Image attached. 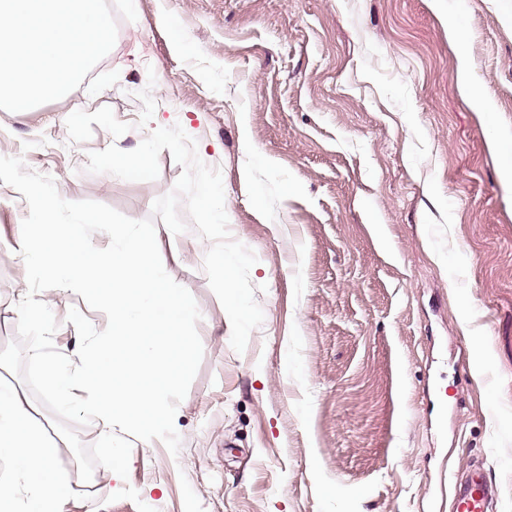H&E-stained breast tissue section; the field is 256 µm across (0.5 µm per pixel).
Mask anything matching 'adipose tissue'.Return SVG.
<instances>
[{
    "label": "adipose tissue",
    "instance_id": "1",
    "mask_svg": "<svg viewBox=\"0 0 512 512\" xmlns=\"http://www.w3.org/2000/svg\"><path fill=\"white\" fill-rule=\"evenodd\" d=\"M0 448L16 452L20 468L0 478V503L13 512H68L66 482L56 468L57 445L21 388L0 396Z\"/></svg>",
    "mask_w": 512,
    "mask_h": 512
}]
</instances>
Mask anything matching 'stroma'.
<instances>
[{"instance_id":"obj_1","label":"stroma","mask_w":512,"mask_h":512,"mask_svg":"<svg viewBox=\"0 0 512 512\" xmlns=\"http://www.w3.org/2000/svg\"><path fill=\"white\" fill-rule=\"evenodd\" d=\"M110 52L63 98L0 110V156L62 198L152 217L183 168L152 181L86 171L181 125L219 168L233 239L256 255L264 320L243 352L194 230L156 236L201 313L203 356L175 426L132 439L127 478L96 467L69 512H452L482 463L512 512V0H134ZM456 8L465 41L448 38ZM0 183V349L17 338L28 216ZM55 347L75 356L50 291Z\"/></svg>"}]
</instances>
